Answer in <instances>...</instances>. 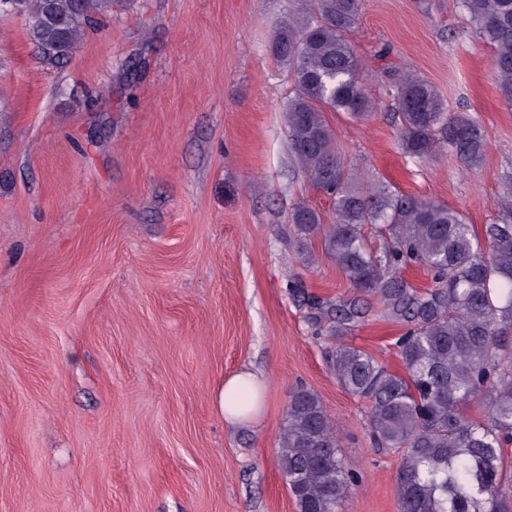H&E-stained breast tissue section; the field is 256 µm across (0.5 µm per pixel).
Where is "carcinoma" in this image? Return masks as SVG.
Here are the masks:
<instances>
[{
  "instance_id": "1",
  "label": "carcinoma",
  "mask_w": 512,
  "mask_h": 512,
  "mask_svg": "<svg viewBox=\"0 0 512 512\" xmlns=\"http://www.w3.org/2000/svg\"><path fill=\"white\" fill-rule=\"evenodd\" d=\"M27 40L50 67L66 63L112 0H15ZM475 32L493 50L495 80L512 104V0H462ZM362 0H298L276 32L273 53L288 67L293 94L286 112L294 166L333 203V220L306 204L291 214L298 247L322 239L351 293L334 301L293 292L311 323L334 339L325 351L343 389L368 402L377 447L398 454L399 512H512V173L501 179L496 220L477 232L463 215L378 183L364 186L336 146L327 112L365 120L375 109L359 56L348 40ZM388 95L404 154L446 152L466 167L481 163L488 139L469 113L450 112L423 77L391 75ZM382 238L377 250L368 231ZM423 266L433 286L403 277ZM375 297L403 334L393 373L346 336L365 322ZM481 413L469 414L473 405ZM279 463L299 512H338L358 478L344 466L336 426L314 392L290 396Z\"/></svg>"
}]
</instances>
